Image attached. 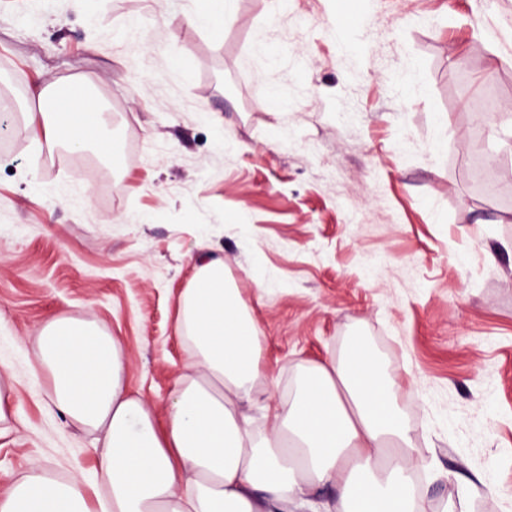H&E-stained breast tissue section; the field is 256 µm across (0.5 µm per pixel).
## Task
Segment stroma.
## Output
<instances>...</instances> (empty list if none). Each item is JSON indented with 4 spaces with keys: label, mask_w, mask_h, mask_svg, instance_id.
<instances>
[{
    "label": "stroma",
    "mask_w": 512,
    "mask_h": 512,
    "mask_svg": "<svg viewBox=\"0 0 512 512\" xmlns=\"http://www.w3.org/2000/svg\"><path fill=\"white\" fill-rule=\"evenodd\" d=\"M194 6L0 0L17 126L0 148V499L36 465L106 489L101 434L35 371L47 318L118 338L126 385L164 414L193 361L182 295L210 256L274 401L361 342L399 383L435 512L512 502V120L496 115L512 0H235L206 29ZM45 83L99 88L118 152L48 157L23 127Z\"/></svg>",
    "instance_id": "stroma-1"
}]
</instances>
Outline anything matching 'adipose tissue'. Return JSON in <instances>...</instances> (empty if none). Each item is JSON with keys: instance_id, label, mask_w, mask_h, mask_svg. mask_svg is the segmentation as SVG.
<instances>
[{"instance_id": "1", "label": "adipose tissue", "mask_w": 512, "mask_h": 512, "mask_svg": "<svg viewBox=\"0 0 512 512\" xmlns=\"http://www.w3.org/2000/svg\"><path fill=\"white\" fill-rule=\"evenodd\" d=\"M34 86L26 123L48 145L88 146L100 105ZM179 327L195 347L194 375L177 377L164 416L123 383L120 341L95 323L48 319L37 364L55 408L103 431L107 512H430L411 492L424 467L394 399L395 381L364 347L303 371L294 395L266 408L257 435L243 407L260 400L258 329L224 263L203 259L185 289ZM333 485L325 504L315 489ZM0 512H97L80 481L33 469Z\"/></svg>"}]
</instances>
